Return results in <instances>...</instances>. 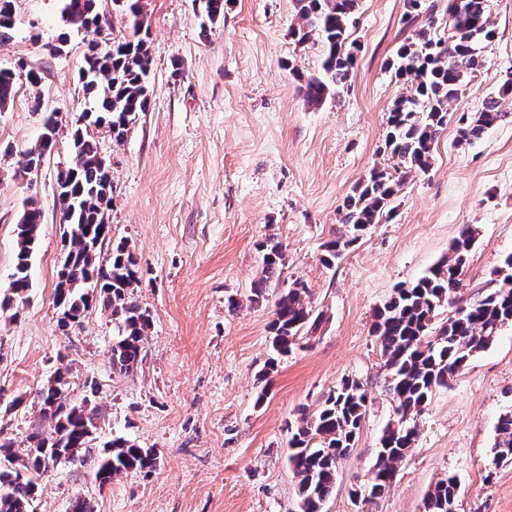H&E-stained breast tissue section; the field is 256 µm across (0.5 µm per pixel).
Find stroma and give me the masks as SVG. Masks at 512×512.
<instances>
[{
  "mask_svg": "<svg viewBox=\"0 0 512 512\" xmlns=\"http://www.w3.org/2000/svg\"><path fill=\"white\" fill-rule=\"evenodd\" d=\"M143 4L149 107L123 142L88 129L112 175L113 241L136 255L134 297L151 314L147 356L129 376L112 370L111 313L89 309L62 332L54 288L65 245L57 175L70 161L71 123L84 103L78 74L88 42L108 50L131 21L100 0L102 31H75L62 44L59 0H13L15 28L0 44V69L22 61L38 75L34 85L19 80L0 112V293L13 272L26 198L42 211L28 299L0 313V437L19 442L40 424L36 393L68 367L77 384H96L95 446L126 435L158 456L151 474L104 487L90 467L52 469L35 512H69L78 496L94 512H296L287 425L347 378L362 383L369 405L323 512H425L428 493L450 476L457 512H512V459L493 447L500 416L512 411L510 323L432 395L390 489L374 500L355 496L395 418L372 334L377 310L396 286L447 257L462 225H472L476 243L436 323L494 288L512 254V97L500 102L504 119L473 144L459 143L449 123L430 168L404 185L391 217L327 267L322 246L345 230L344 198L387 162V118L405 90L388 62L413 32L403 22L404 0H360L351 86L318 105L301 87L320 68V46L293 36L295 0H228L223 18L207 26L192 0ZM489 5L495 39L449 112L481 111L512 72V0ZM51 112L62 121L56 146L38 173L20 176ZM271 234L285 248V278L307 284L305 301L323 319L265 378L277 290L271 283L257 296L253 288L260 244Z\"/></svg>",
  "mask_w": 512,
  "mask_h": 512,
  "instance_id": "35a3bbf8",
  "label": "stroma"
}]
</instances>
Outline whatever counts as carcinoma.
I'll return each mask as SVG.
<instances>
[{"label": "carcinoma", "mask_w": 512, "mask_h": 512, "mask_svg": "<svg viewBox=\"0 0 512 512\" xmlns=\"http://www.w3.org/2000/svg\"><path fill=\"white\" fill-rule=\"evenodd\" d=\"M100 0H61V20L70 29L100 27ZM139 0H124L113 8L132 19V35L101 51L89 44L85 65L79 73L85 107L73 124L71 162L57 176L58 199L67 229V245L55 287L56 305L62 308L60 327L80 323L88 309L99 305L111 311L118 323L112 338V369L128 376L143 363L151 314L133 297L139 269L127 243L112 245L108 263L99 262L98 237L110 227L112 178L98 152L88 127L103 126L120 142L146 111L150 96L149 29L143 26ZM197 13L209 23L224 16L226 0H193ZM489 0H448L447 33L431 28L414 31L389 62L394 77L406 84V92L393 103L385 150L391 164L374 168L346 196L340 223L349 236L325 244L326 266L356 243L381 219L390 216L407 179L431 166L432 152L448 126V104L471 76L480 70V49L492 44L494 22ZM298 25L292 29L297 41L320 43L322 59L317 73L303 86L306 98L315 104L347 87L355 64V41L351 31L359 8L358 0H296ZM12 0H0V43L12 37ZM17 92L15 72L0 71V112L8 108ZM512 96V78L499 82L496 96L479 112L458 118L461 143H473L495 126L505 113L500 100ZM48 147L39 140L27 151L23 173L41 167ZM42 212L35 199L25 202L17 222V245L12 283L15 287L0 296V312L22 301L19 291L31 287V257L37 246ZM475 241L469 224L461 227L450 247V255L411 285H401L378 310L373 326L380 356L387 370L386 391L395 404L398 419L389 423L380 439L368 486V498L381 497L398 474L399 463L416 440L415 418L421 414L434 391L448 386L474 353L485 349L498 329L512 323V285L500 283L481 299L457 309L437 329V310L461 286L468 256ZM263 265L256 293L273 279H280L285 250L273 237L261 243ZM305 282L295 280L275 302L270 332L273 349L286 356L320 319L304 302ZM68 372L58 370L39 388L42 424L26 436L17 450L11 439H0V512H34L39 479L48 472L47 462L82 461L90 455L84 436L97 430L100 408L89 398L74 399ZM368 406L360 383L343 380L313 411L304 410L296 425L288 426V464L298 480V512H323L336 483L337 460L355 447ZM497 454L512 457V411L499 419L494 443ZM151 448H142L124 436H114L93 458L94 478L107 475L106 483L132 472L148 473L157 467ZM458 487L454 478L440 480L430 492L426 512H455Z\"/></svg>", "instance_id": "cac0c4a2"}]
</instances>
